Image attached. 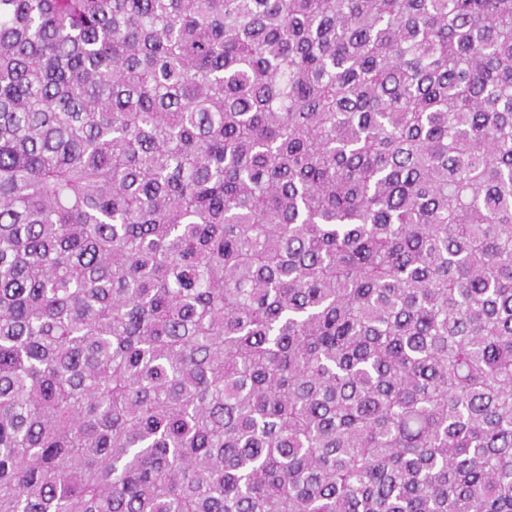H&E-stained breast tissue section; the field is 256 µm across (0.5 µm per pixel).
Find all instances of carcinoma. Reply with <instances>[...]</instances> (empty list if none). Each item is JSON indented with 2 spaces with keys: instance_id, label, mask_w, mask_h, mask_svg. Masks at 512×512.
Masks as SVG:
<instances>
[{
  "instance_id": "1",
  "label": "carcinoma",
  "mask_w": 512,
  "mask_h": 512,
  "mask_svg": "<svg viewBox=\"0 0 512 512\" xmlns=\"http://www.w3.org/2000/svg\"><path fill=\"white\" fill-rule=\"evenodd\" d=\"M0 512H512V0H0Z\"/></svg>"
}]
</instances>
